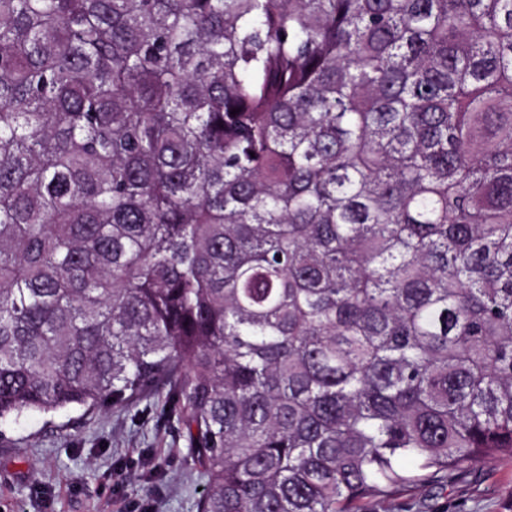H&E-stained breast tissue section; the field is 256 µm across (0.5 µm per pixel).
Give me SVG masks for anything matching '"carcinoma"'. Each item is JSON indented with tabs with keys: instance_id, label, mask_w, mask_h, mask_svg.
Returning a JSON list of instances; mask_svg holds the SVG:
<instances>
[{
	"instance_id": "obj_1",
	"label": "carcinoma",
	"mask_w": 512,
	"mask_h": 512,
	"mask_svg": "<svg viewBox=\"0 0 512 512\" xmlns=\"http://www.w3.org/2000/svg\"><path fill=\"white\" fill-rule=\"evenodd\" d=\"M163 393L196 512L512 459V0H0V426Z\"/></svg>"
}]
</instances>
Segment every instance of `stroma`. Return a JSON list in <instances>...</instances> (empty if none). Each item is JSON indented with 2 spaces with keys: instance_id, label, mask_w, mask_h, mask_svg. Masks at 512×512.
I'll return each instance as SVG.
<instances>
[{
  "instance_id": "35a3bbf8",
  "label": "stroma",
  "mask_w": 512,
  "mask_h": 512,
  "mask_svg": "<svg viewBox=\"0 0 512 512\" xmlns=\"http://www.w3.org/2000/svg\"><path fill=\"white\" fill-rule=\"evenodd\" d=\"M165 399L28 414L0 427V512H196L205 480ZM393 512H512V462L491 461L447 491L426 487Z\"/></svg>"
}]
</instances>
